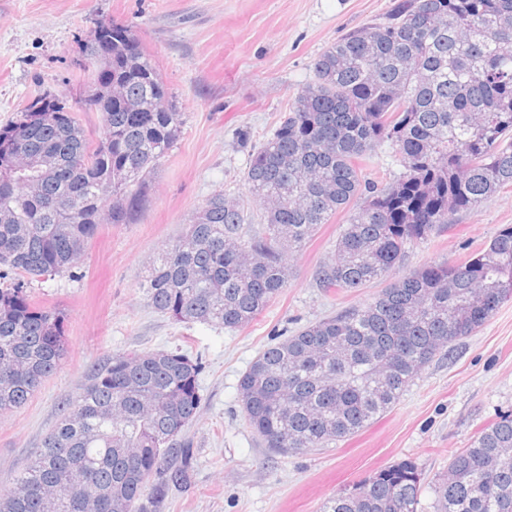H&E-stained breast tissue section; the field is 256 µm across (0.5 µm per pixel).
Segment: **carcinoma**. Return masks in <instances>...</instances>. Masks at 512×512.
I'll use <instances>...</instances> for the list:
<instances>
[{
  "label": "carcinoma",
  "mask_w": 512,
  "mask_h": 512,
  "mask_svg": "<svg viewBox=\"0 0 512 512\" xmlns=\"http://www.w3.org/2000/svg\"><path fill=\"white\" fill-rule=\"evenodd\" d=\"M110 49L96 80L119 89L97 102L101 134L61 95L35 97L0 129V413L24 406L66 353L65 317L35 301L23 276L72 269L100 225L97 186L111 170L112 223L131 224L157 162L182 123L169 88L133 30L102 22ZM272 136L244 174L256 215L219 191L197 209L141 282L147 305L178 320L243 328L288 282L286 257L339 211L347 225L321 288L354 289L401 262L407 244L448 227L512 187V0H398L315 61ZM387 142L403 172L369 181L362 161ZM29 155L27 177L12 152ZM263 231L248 238L254 220ZM512 295V226L461 262L414 271L371 302L349 307L267 347L244 372L246 421L288 455L350 437L383 415L421 368L451 352ZM202 363L179 351L131 352L95 368L44 438L0 512H162L189 481L194 450L182 432L201 403ZM456 481L434 484L436 512H512V414L453 454ZM77 477L64 497L51 491ZM418 468L389 465L329 498L322 512H418Z\"/></svg>",
  "instance_id": "obj_1"
}]
</instances>
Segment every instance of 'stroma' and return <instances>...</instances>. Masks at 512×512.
Masks as SVG:
<instances>
[{
    "label": "stroma",
    "instance_id": "1",
    "mask_svg": "<svg viewBox=\"0 0 512 512\" xmlns=\"http://www.w3.org/2000/svg\"><path fill=\"white\" fill-rule=\"evenodd\" d=\"M395 0H0V126L42 93L77 102L76 79L101 21L132 27L172 93L184 124L131 224H105L75 275L31 280L37 301L66 315L68 350L23 407L0 415V490L22 472L90 372L113 354L182 349L201 358V406L185 431L191 479L163 512H320L337 491L410 460L423 477L420 512H434L432 485L448 459L512 413V298L470 336L435 357L397 403L357 434L283 456L248 428L239 380L267 346L371 299L382 282L344 292L316 284L345 226L319 225L288 257L286 287L260 318L237 330L181 322L147 306L139 289L150 261L185 231L195 209L221 191L247 199L243 174L271 135L314 60L346 32L381 21ZM512 225V189L455 214L440 235L407 246L400 273L464 260Z\"/></svg>",
    "mask_w": 512,
    "mask_h": 512
}]
</instances>
